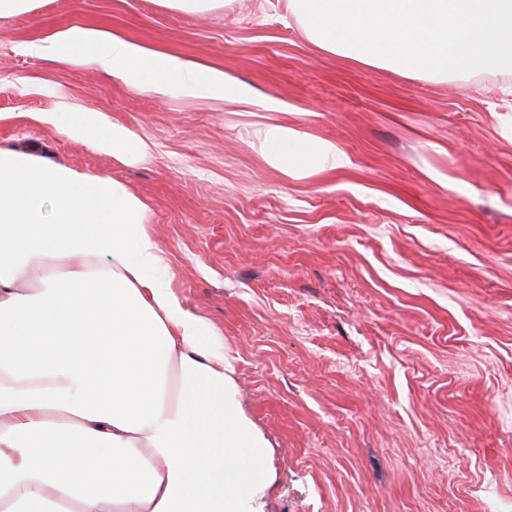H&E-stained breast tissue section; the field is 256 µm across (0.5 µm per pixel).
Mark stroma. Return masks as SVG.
Instances as JSON below:
<instances>
[{
	"label": "stroma",
	"instance_id": "1",
	"mask_svg": "<svg viewBox=\"0 0 512 512\" xmlns=\"http://www.w3.org/2000/svg\"><path fill=\"white\" fill-rule=\"evenodd\" d=\"M93 26L224 70L248 104L141 91L21 44ZM101 112L133 160L36 112ZM336 144L293 177L264 129ZM0 147L122 181L273 449L272 512H512V73L324 52L283 0L205 14L37 0L0 17Z\"/></svg>",
	"mask_w": 512,
	"mask_h": 512
}]
</instances>
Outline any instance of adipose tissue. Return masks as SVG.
<instances>
[{"mask_svg": "<svg viewBox=\"0 0 512 512\" xmlns=\"http://www.w3.org/2000/svg\"><path fill=\"white\" fill-rule=\"evenodd\" d=\"M24 54L96 63L138 90L222 101L223 70L89 26ZM102 151L138 142L104 114L39 112ZM269 163L303 176L342 153L264 132ZM121 181L0 147V512H268L267 440L245 417L213 327L184 309Z\"/></svg>", "mask_w": 512, "mask_h": 512, "instance_id": "adipose-tissue-1", "label": "adipose tissue"}]
</instances>
